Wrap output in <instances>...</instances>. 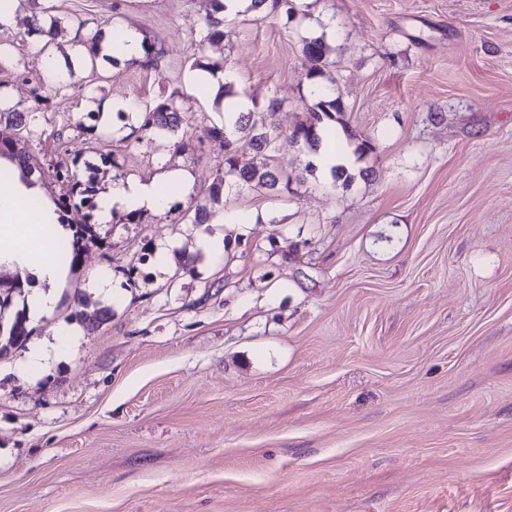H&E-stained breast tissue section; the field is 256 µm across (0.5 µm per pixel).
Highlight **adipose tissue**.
<instances>
[{"instance_id": "ef3b65f1", "label": "adipose tissue", "mask_w": 512, "mask_h": 512, "mask_svg": "<svg viewBox=\"0 0 512 512\" xmlns=\"http://www.w3.org/2000/svg\"><path fill=\"white\" fill-rule=\"evenodd\" d=\"M190 178L177 172L163 182L128 181L113 186L105 197L101 220H108L112 211L164 213L175 192L187 189ZM36 187L20 179L0 181V266L28 272L40 282L39 290L27 298L32 318L49 313L56 304L55 286L63 282L67 264L55 247L56 238L66 236L58 225L51 207H33Z\"/></svg>"}]
</instances>
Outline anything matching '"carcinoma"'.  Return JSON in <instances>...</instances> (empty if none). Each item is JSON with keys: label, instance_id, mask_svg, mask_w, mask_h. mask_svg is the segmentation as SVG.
I'll list each match as a JSON object with an SVG mask.
<instances>
[{"label": "carcinoma", "instance_id": "obj_1", "mask_svg": "<svg viewBox=\"0 0 512 512\" xmlns=\"http://www.w3.org/2000/svg\"><path fill=\"white\" fill-rule=\"evenodd\" d=\"M213 9L207 15L204 23V39L209 42L218 41L224 30V4L222 0H212ZM268 0H251L249 10L267 16L269 12H281L286 20L293 18L292 7L288 0H273L271 10H266ZM37 33L42 37L43 47H48L58 34L57 20L53 17L37 24ZM105 34L101 30L87 36L82 46L88 53L91 65H96L98 59L108 63L116 59L107 54H101V43ZM303 53L309 62L307 71L308 80H318L325 76L328 65V47L321 38L307 41L303 46ZM344 109L340 99L326 97L319 99L306 113L303 120L297 123L289 132L288 138L303 148L315 152L318 150L321 132L336 125L343 124L341 115ZM6 120L17 127L24 128L36 121L33 112H18L10 107L0 106V120ZM183 123L182 108L176 106L173 98L164 99L151 107L145 108L140 129L146 136H160L165 133L176 132ZM208 141L220 147L224 152V171L217 174L209 188L208 196L203 202L195 205L193 212L184 213L178 222L184 224H207L215 216L213 206L221 202L226 178L233 177L237 182L253 186L257 189L286 191L289 189L290 179L283 176L269 164L270 153L275 151L282 133L275 127L266 124L265 111H248L239 114L233 129L227 125H213L209 127ZM248 145L259 157V162L250 166H241L238 163V152L243 145ZM0 158L8 160L15 166L26 181H31L34 172L40 170L35 155L22 145V140L0 141ZM78 162L71 164L58 163L54 166V177L67 184L69 193L67 197L56 202L59 212V223H65V215L72 207L85 206L93 208V181L82 182L77 171ZM92 225L78 224L75 226L72 241H61L57 244L58 252L75 265L80 261L81 253L86 241L90 240ZM24 292V282L19 276H0V355L12 348L22 346L29 338L30 331L26 327V315L22 311L15 313L14 317H6L15 296ZM78 307L74 313L75 318L88 327L99 326L105 314L110 311L108 307L88 310V301L78 299Z\"/></svg>", "mask_w": 512, "mask_h": 512}]
</instances>
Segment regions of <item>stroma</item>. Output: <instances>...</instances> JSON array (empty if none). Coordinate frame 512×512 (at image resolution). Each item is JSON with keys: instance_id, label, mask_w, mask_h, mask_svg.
Here are the masks:
<instances>
[{"instance_id": "obj_1", "label": "stroma", "mask_w": 512, "mask_h": 512, "mask_svg": "<svg viewBox=\"0 0 512 512\" xmlns=\"http://www.w3.org/2000/svg\"><path fill=\"white\" fill-rule=\"evenodd\" d=\"M292 20L248 12L210 43L211 0H26L0 56V104L36 111L46 165L78 160L113 181L191 176L163 214L95 223L30 343L61 327L39 376L0 357V512H512V0H291ZM51 7L48 53L31 32ZM128 27L158 66L92 68L80 42ZM350 131L375 146L350 185L306 172L288 138L315 98L306 40ZM67 85L51 89L46 59ZM282 133L270 164L288 191L224 190L263 218L246 230L180 223L224 153L200 95L209 69ZM175 96L188 125L139 137L142 111ZM127 105L92 122L93 108ZM112 154L113 163L101 160ZM225 239L213 257L200 235ZM169 248L164 268L140 264ZM111 274L113 295L96 281ZM109 306L97 329L78 297ZM303 53L309 62L307 71L308 80H318L325 76L328 65V47L321 38H314L306 41L303 46Z\"/></svg>"}]
</instances>
